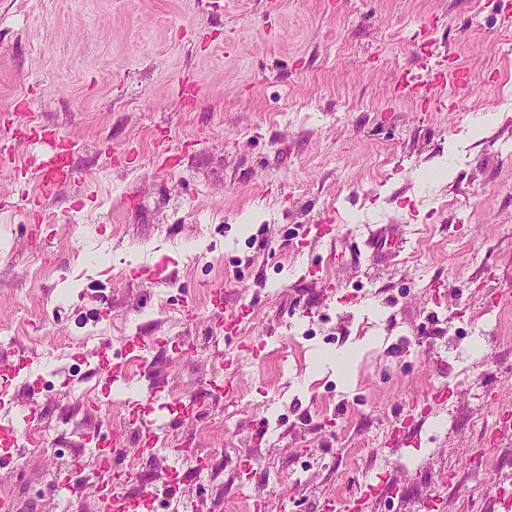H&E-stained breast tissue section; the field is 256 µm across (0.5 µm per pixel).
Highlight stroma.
Segmentation results:
<instances>
[{"instance_id":"obj_1","label":"stroma","mask_w":512,"mask_h":512,"mask_svg":"<svg viewBox=\"0 0 512 512\" xmlns=\"http://www.w3.org/2000/svg\"><path fill=\"white\" fill-rule=\"evenodd\" d=\"M507 2L0 0V126L54 128L78 172L38 224L44 147L0 164V352L32 354L0 387V420L28 415L22 431L50 450L20 448L0 499L47 512L46 485L77 453L73 485L96 478L93 435L127 427L136 401L162 446L129 447L123 494L194 448L212 468L197 512H276L283 498L316 512L377 478L400 492L366 512H424L431 497L434 512H495L494 483L512 486ZM429 71L432 96L416 86ZM325 217L355 236L398 222L407 241L366 276L342 246L302 245ZM215 281L239 321L216 343ZM487 320L497 339L481 357L463 337ZM96 325L116 363L126 337L168 344L111 382L82 343ZM181 336L195 350L174 352ZM223 372L234 398L210 389ZM441 386L446 407L425 417ZM204 392L203 419L171 407ZM398 426L402 445L375 443Z\"/></svg>"}]
</instances>
